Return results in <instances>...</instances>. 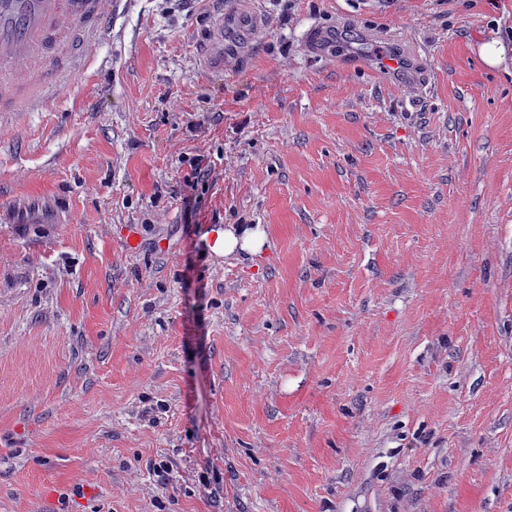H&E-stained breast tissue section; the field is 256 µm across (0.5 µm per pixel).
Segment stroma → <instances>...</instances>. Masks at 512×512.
<instances>
[{
  "mask_svg": "<svg viewBox=\"0 0 512 512\" xmlns=\"http://www.w3.org/2000/svg\"><path fill=\"white\" fill-rule=\"evenodd\" d=\"M234 4L0 114V512H512V0ZM235 9L228 13H223L216 23L222 35L221 42L215 45L223 53V65L219 68H213L211 71H221L224 73V67L230 65L236 58L234 52L225 51L224 48V28L234 36L235 41L240 46L246 45L256 31L263 23V13L259 7L258 0H240ZM243 224H239L238 227L235 225H229L228 227H224V231L220 230L221 226L213 227L216 228L218 234L217 235L210 232L205 233L202 239L203 246L207 250L208 253L213 254V250L220 255H224V257L231 255H239V254H247V255H256L263 251V248L266 246V234L264 230L261 228L260 224H254V226L244 227ZM214 255V254H213Z\"/></svg>",
  "mask_w": 512,
  "mask_h": 512,
  "instance_id": "1",
  "label": "stroma"
}]
</instances>
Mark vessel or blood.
Instances as JSON below:
<instances>
[{"mask_svg": "<svg viewBox=\"0 0 512 512\" xmlns=\"http://www.w3.org/2000/svg\"><path fill=\"white\" fill-rule=\"evenodd\" d=\"M131 0H0V112L44 111L47 92L84 74L112 41ZM263 23L258 0H240L218 27L246 45Z\"/></svg>", "mask_w": 512, "mask_h": 512, "instance_id": "1", "label": "vessel or blood"}]
</instances>
